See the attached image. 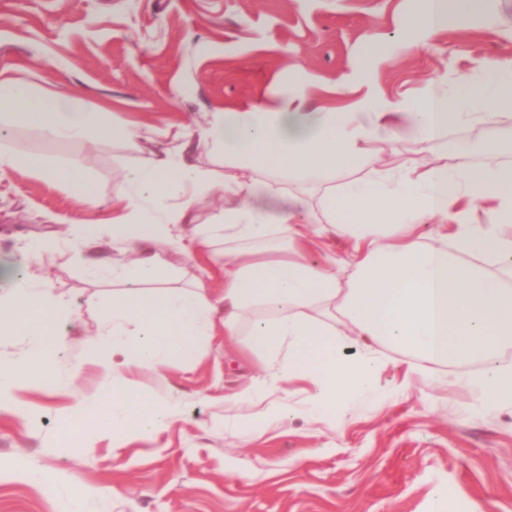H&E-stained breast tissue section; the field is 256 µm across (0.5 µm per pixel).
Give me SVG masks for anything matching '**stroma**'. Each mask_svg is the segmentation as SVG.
I'll return each instance as SVG.
<instances>
[{
	"instance_id": "1",
	"label": "stroma",
	"mask_w": 512,
	"mask_h": 512,
	"mask_svg": "<svg viewBox=\"0 0 512 512\" xmlns=\"http://www.w3.org/2000/svg\"><path fill=\"white\" fill-rule=\"evenodd\" d=\"M408 0H0V78L47 94H80L109 121L156 129L150 141L99 136L51 142L16 129L4 148L75 162L88 171L98 204L89 207L62 185L19 167L0 174V276L65 294L61 352L48 371L20 383L13 408L0 409V512H61L59 499L18 477L34 465L53 477L77 473L83 486H112L99 512H512V404H477L462 380L428 385L389 363L376 393L357 397L343 419L295 410L304 385L289 382L280 419L247 426L255 406H229L266 371L248 348L224 347V328L203 330L199 360L178 358L125 371L124 384L162 400L182 399L179 418L152 442L113 455L110 441L68 451L62 418L97 390L101 367L86 358L120 280L93 279L80 261L59 255L35 264L29 252L62 231L112 219V189L150 153L170 149L168 129L202 120L225 106L246 105L286 75L305 81L312 102L347 108L343 77L362 65L371 43L391 50L367 73L389 100L422 94L428 79L475 72L488 56L512 59V0H486L493 24L439 31L425 50L397 46ZM183 96H175V88ZM498 143L489 153V143ZM443 145L475 165L512 163V115L495 128L472 123L448 132ZM188 156L217 176L189 213L186 229L203 232L222 211L233 169L210 147L191 142ZM223 239L195 258L166 250L157 291H185L204 279L224 286Z\"/></svg>"
}]
</instances>
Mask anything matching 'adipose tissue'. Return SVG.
<instances>
[{"label":"adipose tissue","mask_w":512,"mask_h":512,"mask_svg":"<svg viewBox=\"0 0 512 512\" xmlns=\"http://www.w3.org/2000/svg\"><path fill=\"white\" fill-rule=\"evenodd\" d=\"M475 2L409 0L400 34L409 49H420L449 22L469 20ZM344 87L356 95L346 110L313 105L305 83L288 82L260 92L252 107L209 113L178 127L164 157L142 160L114 188L121 212L112 220L111 246L131 259L110 271L95 262L91 270L112 273L126 288L113 294L106 336L89 350L91 361L102 362L104 379L74 405L79 425L69 445L88 452L106 438L117 454L159 436L179 415V401L159 402L121 386L123 371L170 357L195 362L198 336L217 319L225 343L247 337L269 372L268 381L233 395L238 405L265 403L269 383L299 379L312 386L306 411L335 415L351 396L377 388L392 352L434 383L447 382V366L481 363L482 372L464 380L476 401L512 404V366L500 361L501 351L512 346V236L503 232L512 227V165H470L439 147L458 125L475 120L493 126L512 111V62L484 59L479 72L455 86L433 79L420 97L403 101L381 97L358 71ZM19 127L50 141L92 132L120 141L144 135L140 126L107 122L79 97L47 96L0 80V139ZM402 135L430 154L425 168L409 160L395 169L369 167L367 143ZM195 140L220 149L236 170L224 185L217 224L228 244L224 287L216 294L202 283L184 293L147 291L144 283L163 266L149 243L162 239L189 255L209 245L207 237L182 230L195 196L211 186L210 176L186 156ZM364 166L366 177L337 183L342 172ZM17 167L68 186L81 203L97 202L89 174L77 164L1 148L0 173ZM261 173L266 182H258ZM293 181L324 183L319 213L304 218L246 203L261 190L287 194ZM477 205L484 208L481 224L470 217ZM424 224L433 227L425 240L417 233ZM325 234L347 238L350 253L328 255L319 265L288 256L244 258L247 246ZM66 308L64 295L12 281L0 300V335L32 336V359L51 365L60 344L55 317ZM265 405V416L279 417L282 402ZM21 473L64 498V512H97L100 492L69 478L52 479L31 465Z\"/></svg>","instance_id":"ef3b65f1"}]
</instances>
